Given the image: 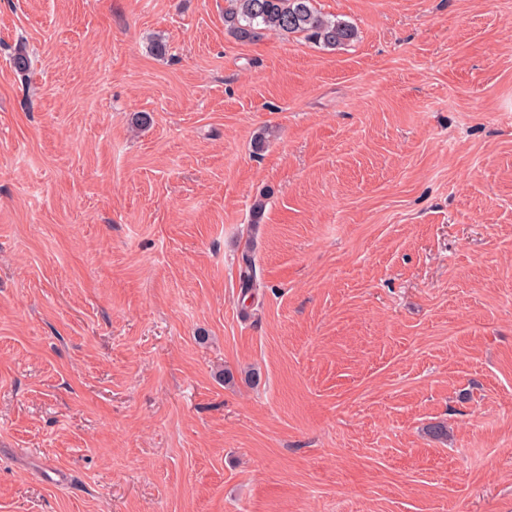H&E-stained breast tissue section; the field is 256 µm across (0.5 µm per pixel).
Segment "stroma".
<instances>
[{"mask_svg":"<svg viewBox=\"0 0 512 512\" xmlns=\"http://www.w3.org/2000/svg\"><path fill=\"white\" fill-rule=\"evenodd\" d=\"M315 5L0 0V512H512V0ZM224 27L241 41L274 33L288 38L302 33L314 44L335 49L353 41L357 31L349 22L319 12L314 0H225Z\"/></svg>","mask_w":512,"mask_h":512,"instance_id":"obj_1","label":"stroma"}]
</instances>
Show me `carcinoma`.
<instances>
[{"label":"carcinoma","instance_id":"1","mask_svg":"<svg viewBox=\"0 0 512 512\" xmlns=\"http://www.w3.org/2000/svg\"><path fill=\"white\" fill-rule=\"evenodd\" d=\"M224 27L241 41L265 33L284 38L302 33L314 44L335 49L353 41L357 31L350 23L319 12L314 0H225Z\"/></svg>","mask_w":512,"mask_h":512}]
</instances>
